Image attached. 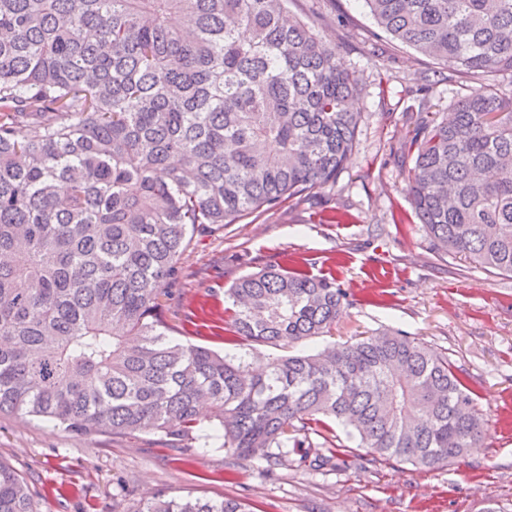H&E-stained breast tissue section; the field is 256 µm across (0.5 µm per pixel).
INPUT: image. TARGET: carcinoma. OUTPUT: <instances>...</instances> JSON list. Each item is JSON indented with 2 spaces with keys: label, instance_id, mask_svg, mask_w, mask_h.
Masks as SVG:
<instances>
[{
  "label": "carcinoma",
  "instance_id": "carcinoma-1",
  "mask_svg": "<svg viewBox=\"0 0 512 512\" xmlns=\"http://www.w3.org/2000/svg\"><path fill=\"white\" fill-rule=\"evenodd\" d=\"M378 28L452 77H490L445 120L419 114L406 187L434 250L512 276V0H364ZM287 0H0V414L78 434L199 438L269 467L370 461L426 470L485 434L448 356L401 331L269 360L327 335L335 279L279 264L225 292L249 351L175 342L158 302L193 235L334 183L355 148L356 78ZM0 512H37L0 461ZM144 512H251L154 498Z\"/></svg>",
  "mask_w": 512,
  "mask_h": 512
}]
</instances>
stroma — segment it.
<instances>
[{"mask_svg": "<svg viewBox=\"0 0 512 512\" xmlns=\"http://www.w3.org/2000/svg\"><path fill=\"white\" fill-rule=\"evenodd\" d=\"M357 79L355 148L333 186L308 200L196 234L159 302L171 339L235 351L204 311L269 264L335 279L348 294L330 338L304 349L401 330L448 352L486 422L482 443L428 471L371 463L346 440L334 467L267 470L220 440L193 443L140 433L80 435L0 415V460L23 475L38 512H142L154 497L237 499L251 512H512V278L432 250L405 190L401 145L418 110L449 116L482 92L481 78L447 70L376 25L364 0H288ZM426 91H418L419 80Z\"/></svg>", "mask_w": 512, "mask_h": 512, "instance_id": "1", "label": "stroma"}]
</instances>
